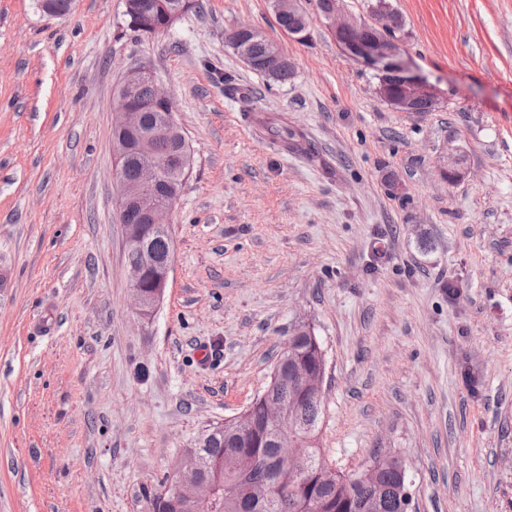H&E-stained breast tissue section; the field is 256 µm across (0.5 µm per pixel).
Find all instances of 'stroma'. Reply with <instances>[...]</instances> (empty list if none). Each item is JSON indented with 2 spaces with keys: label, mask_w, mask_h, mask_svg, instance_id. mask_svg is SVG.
Segmentation results:
<instances>
[{
  "label": "stroma",
  "mask_w": 512,
  "mask_h": 512,
  "mask_svg": "<svg viewBox=\"0 0 512 512\" xmlns=\"http://www.w3.org/2000/svg\"><path fill=\"white\" fill-rule=\"evenodd\" d=\"M200 2L144 36L125 0L61 19L0 0V512H144L182 452L263 393L298 324L325 352L320 448L338 471L380 451L403 460L413 512H512V0H388L439 92L430 112L385 103L316 0H298L303 38L271 0ZM242 24L293 61L288 83L226 46ZM141 65L193 153L146 317L110 148L116 88ZM457 146L468 175L451 184ZM269 129L276 134L287 150L302 154L311 153L306 141H304V136L300 132L288 127V125L271 126L270 128L267 126V130Z\"/></svg>",
  "instance_id": "35a3bbf8"
}]
</instances>
